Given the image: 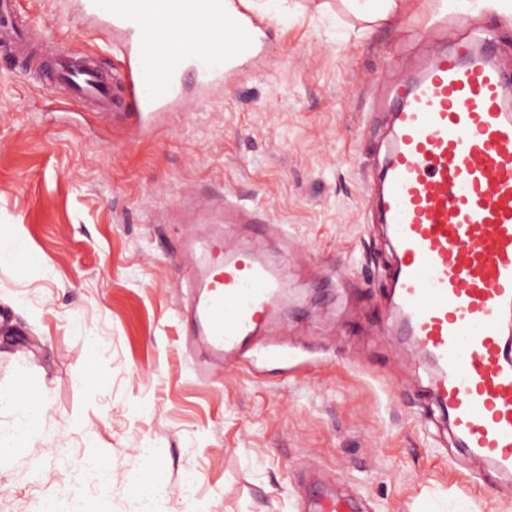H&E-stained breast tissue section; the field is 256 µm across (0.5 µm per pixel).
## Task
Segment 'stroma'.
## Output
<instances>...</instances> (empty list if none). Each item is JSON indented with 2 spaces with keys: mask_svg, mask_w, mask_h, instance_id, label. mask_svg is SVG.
I'll return each mask as SVG.
<instances>
[{
  "mask_svg": "<svg viewBox=\"0 0 512 512\" xmlns=\"http://www.w3.org/2000/svg\"><path fill=\"white\" fill-rule=\"evenodd\" d=\"M264 2L246 6L266 53L203 97L185 76L188 106L136 141L42 85L72 50L110 67L111 34L77 0H16L46 49L0 47V225L24 243L0 266V393L45 410L0 458V512H309L317 487L359 512H512V475L461 447L389 307L372 202L389 88L428 47L454 50L463 20L512 70V0H400L376 23L338 0ZM228 197L258 204L267 232L225 223ZM217 243L285 283L233 365L195 312ZM143 472L148 500L130 490Z\"/></svg>",
  "mask_w": 512,
  "mask_h": 512,
  "instance_id": "35a3bbf8",
  "label": "stroma"
}]
</instances>
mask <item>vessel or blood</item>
Returning <instances> with one entry per match:
<instances>
[{"instance_id":"b4317fda","label":"vessel or blood","mask_w":512,"mask_h":512,"mask_svg":"<svg viewBox=\"0 0 512 512\" xmlns=\"http://www.w3.org/2000/svg\"><path fill=\"white\" fill-rule=\"evenodd\" d=\"M81 17L119 40L111 82L79 56L57 74L76 99L144 117L182 108L185 70L199 90L223 84L265 44L263 19L240 0H80ZM14 0H0V44L22 52ZM464 36L432 52L397 85L377 210L396 254L395 306L418 355L430 361L432 395L474 457L512 473V74ZM226 218L253 225L242 201ZM282 282L254 253L216 271L199 310L212 350L239 359L264 326Z\"/></svg>"}]
</instances>
